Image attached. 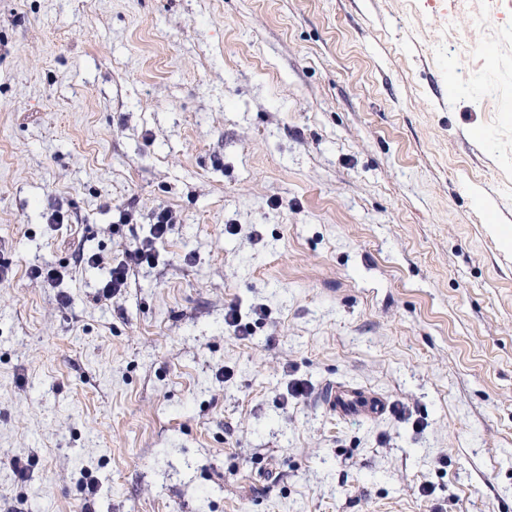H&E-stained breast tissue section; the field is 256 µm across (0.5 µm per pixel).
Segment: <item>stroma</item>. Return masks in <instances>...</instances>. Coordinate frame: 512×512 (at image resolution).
Masks as SVG:
<instances>
[{"instance_id":"1","label":"stroma","mask_w":512,"mask_h":512,"mask_svg":"<svg viewBox=\"0 0 512 512\" xmlns=\"http://www.w3.org/2000/svg\"><path fill=\"white\" fill-rule=\"evenodd\" d=\"M504 225L512 0H0V512H512ZM173 223L172 212L168 209H161L156 213L155 222L150 227V237L144 240L139 247H137L130 257L136 265L150 266L153 264L155 255L152 248V242L156 239L162 238L168 231L170 225ZM130 273V265L125 260L113 262L102 286L101 293L105 298H111L120 288L124 287ZM328 399L329 405L341 417L358 415L376 420L384 417L388 411L385 397L368 390L336 386Z\"/></svg>"}]
</instances>
